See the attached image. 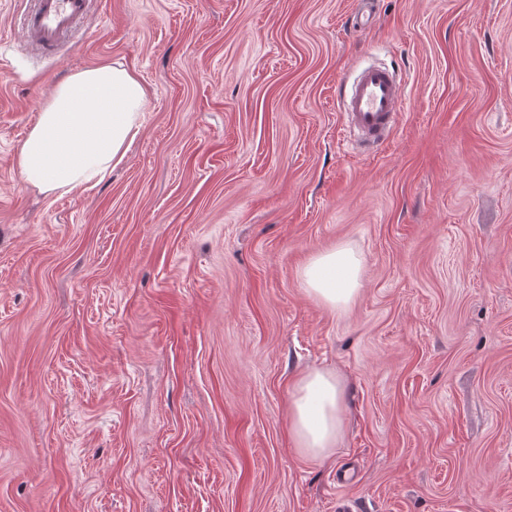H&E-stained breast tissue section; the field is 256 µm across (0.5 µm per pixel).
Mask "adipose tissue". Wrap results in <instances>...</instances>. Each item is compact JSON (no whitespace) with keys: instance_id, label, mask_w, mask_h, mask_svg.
Listing matches in <instances>:
<instances>
[{"instance_id":"1","label":"adipose tissue","mask_w":512,"mask_h":512,"mask_svg":"<svg viewBox=\"0 0 512 512\" xmlns=\"http://www.w3.org/2000/svg\"><path fill=\"white\" fill-rule=\"evenodd\" d=\"M147 92L120 64L73 73L56 85L16 164L24 182L45 194H69L96 185L121 163L141 125ZM359 263L350 246L314 256L302 271L308 293L325 306L347 307L359 290ZM342 379L312 369L291 386L288 434L307 458L328 460L345 430Z\"/></svg>"}]
</instances>
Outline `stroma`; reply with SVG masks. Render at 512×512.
Masks as SVG:
<instances>
[{
    "label": "stroma",
    "instance_id": "35a3bbf8",
    "mask_svg": "<svg viewBox=\"0 0 512 512\" xmlns=\"http://www.w3.org/2000/svg\"><path fill=\"white\" fill-rule=\"evenodd\" d=\"M98 0L56 60L0 0V512H512V0ZM134 71L145 116L92 189L16 156L70 73ZM402 122L356 152L340 85ZM340 245L336 313L301 270ZM336 372L320 463L286 419ZM400 83L383 67H368L354 78L339 104L349 132H357L356 145L379 148L397 129L402 116ZM359 263L347 245L314 256L302 271L307 292L333 309L347 307L359 290ZM342 379L331 371L312 369L298 375L291 386L288 434L298 451L312 460L326 461L345 430L341 403Z\"/></svg>",
    "mask_w": 512,
    "mask_h": 512
}]
</instances>
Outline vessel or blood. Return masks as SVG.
Listing matches in <instances>:
<instances>
[{
    "label": "vessel or blood",
    "mask_w": 512,
    "mask_h": 512,
    "mask_svg": "<svg viewBox=\"0 0 512 512\" xmlns=\"http://www.w3.org/2000/svg\"><path fill=\"white\" fill-rule=\"evenodd\" d=\"M95 0H31L22 15L27 46L41 56L56 55L72 34L92 14ZM340 107L356 144L365 150L379 148L397 129L402 116L400 84L383 67H368L342 93Z\"/></svg>",
    "instance_id": "1"
}]
</instances>
